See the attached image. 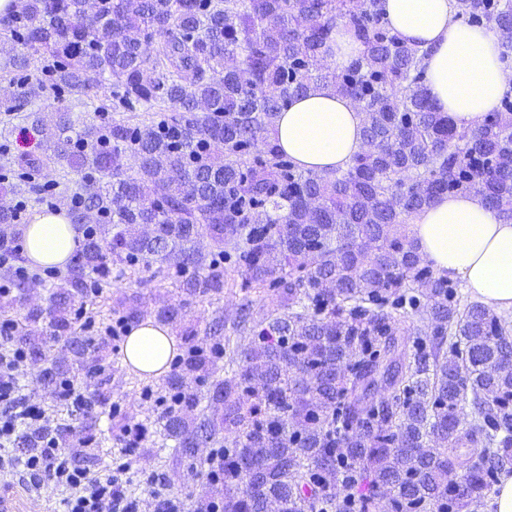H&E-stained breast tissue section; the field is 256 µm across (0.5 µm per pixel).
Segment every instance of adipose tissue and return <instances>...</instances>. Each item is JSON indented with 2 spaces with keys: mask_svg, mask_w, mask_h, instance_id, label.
I'll return each mask as SVG.
<instances>
[{
  "mask_svg": "<svg viewBox=\"0 0 512 512\" xmlns=\"http://www.w3.org/2000/svg\"><path fill=\"white\" fill-rule=\"evenodd\" d=\"M391 26L407 44L426 51L432 101L457 127L495 111L511 89L496 30L473 28L456 16L454 0H384ZM363 114L330 88L312 85L276 122L278 146L305 170L345 167L362 146ZM434 269L463 281L487 306L512 308V221L465 194L444 196L412 221ZM81 235L65 213L34 211L23 229V249L36 266L66 268ZM124 361L143 379H157L177 355L168 327L145 319L131 327Z\"/></svg>",
  "mask_w": 512,
  "mask_h": 512,
  "instance_id": "1",
  "label": "adipose tissue"
}]
</instances>
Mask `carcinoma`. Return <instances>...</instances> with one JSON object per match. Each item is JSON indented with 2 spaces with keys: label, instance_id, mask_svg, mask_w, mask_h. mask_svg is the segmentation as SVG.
I'll use <instances>...</instances> for the list:
<instances>
[{
  "label": "carcinoma",
  "instance_id": "carcinoma-1",
  "mask_svg": "<svg viewBox=\"0 0 512 512\" xmlns=\"http://www.w3.org/2000/svg\"><path fill=\"white\" fill-rule=\"evenodd\" d=\"M456 10L512 54V0ZM83 13L82 0H23L0 25L14 44L0 58L16 86L8 115L49 89L128 113L76 134L69 107L22 116L41 149L22 168L98 174L54 205L88 232L49 308L18 313L24 281L0 295L11 342L44 362L45 391L68 374L47 341L95 355L80 364L82 400L49 407L63 443L93 441L109 398L103 340L70 312L88 298L92 321L119 306L128 324L177 329L186 356L164 382L173 404L155 431L187 454V441L224 449V512L487 506L512 464V329L424 261L409 223L460 193L512 220V95L492 122L457 127L429 97L427 52L401 40L381 0H110L96 28ZM341 26L361 49L339 70L329 43ZM315 83L363 114L362 149L344 169L305 171L273 141L280 113ZM19 223L0 210V255L16 261ZM154 262L153 277L188 296L243 293L234 332L219 316L201 331L140 294L112 306V265L135 276ZM253 295L275 297L277 313L253 318ZM220 359L231 374L211 382ZM191 381L208 385L210 414H196Z\"/></svg>",
  "mask_w": 512,
  "mask_h": 512
}]
</instances>
